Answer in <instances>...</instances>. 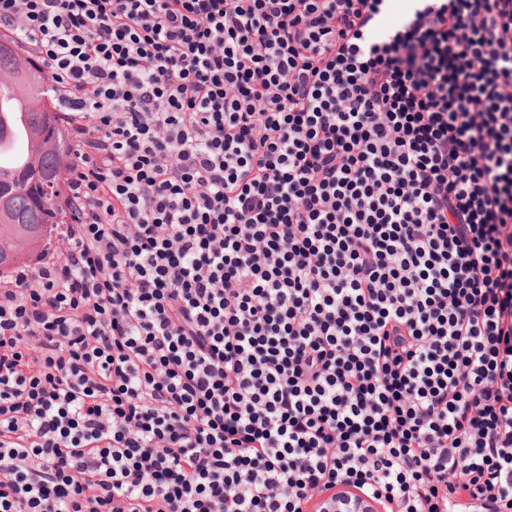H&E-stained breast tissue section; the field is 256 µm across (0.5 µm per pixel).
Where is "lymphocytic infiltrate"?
Masks as SVG:
<instances>
[{
  "label": "lymphocytic infiltrate",
  "mask_w": 512,
  "mask_h": 512,
  "mask_svg": "<svg viewBox=\"0 0 512 512\" xmlns=\"http://www.w3.org/2000/svg\"><path fill=\"white\" fill-rule=\"evenodd\" d=\"M0 0L72 132L0 276V512H512V0Z\"/></svg>",
  "instance_id": "1"
}]
</instances>
